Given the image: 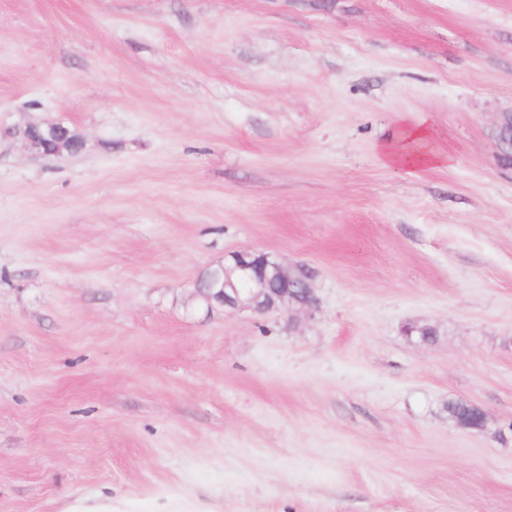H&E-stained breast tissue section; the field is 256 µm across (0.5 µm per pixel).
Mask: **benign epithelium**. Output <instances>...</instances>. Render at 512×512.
<instances>
[{"mask_svg":"<svg viewBox=\"0 0 512 512\" xmlns=\"http://www.w3.org/2000/svg\"><path fill=\"white\" fill-rule=\"evenodd\" d=\"M499 135L495 137L499 165L512 167V113L502 114L494 124ZM67 134L62 124H52L46 130L30 124L22 130L27 145L37 154L57 156L64 149ZM231 264L246 288L229 286L218 273H213L200 293L206 309L216 306L227 309L249 308L257 313L277 311L289 304L308 306L314 303V291L309 279H300L303 269L292 272L285 269L271 254L247 250L231 255Z\"/></svg>","mask_w":512,"mask_h":512,"instance_id":"benign-epithelium-1","label":"benign epithelium"}]
</instances>
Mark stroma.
Returning <instances> with one entry per match:
<instances>
[{
    "instance_id": "35a3bbf8",
    "label": "stroma",
    "mask_w": 512,
    "mask_h": 512,
    "mask_svg": "<svg viewBox=\"0 0 512 512\" xmlns=\"http://www.w3.org/2000/svg\"><path fill=\"white\" fill-rule=\"evenodd\" d=\"M511 111L512 0H0V512H512ZM499 135L495 137L498 153L497 158L501 167H512V113H503L494 124ZM436 134L424 120L404 124L400 137L382 147L385 166L411 173L417 169L446 165L453 162V155L445 148H433ZM41 125L30 124L22 130V137L36 153L45 157L57 156L65 148L63 137L67 134L62 124H51L48 129L40 130ZM233 265L239 279L250 285L252 288H235L224 281L213 268L204 272L199 283L206 281V288L199 292L206 301L207 311L215 306H222L224 309L249 308L257 313H269L280 310L288 304L308 306L314 303V291L309 281V275L303 268L295 271H288L271 254L247 250L239 251L231 255ZM304 272L306 278L301 280L299 274ZM291 284L299 286L301 295L293 300L288 299V292Z\"/></svg>"
}]
</instances>
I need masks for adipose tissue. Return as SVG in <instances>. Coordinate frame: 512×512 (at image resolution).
<instances>
[{"mask_svg": "<svg viewBox=\"0 0 512 512\" xmlns=\"http://www.w3.org/2000/svg\"><path fill=\"white\" fill-rule=\"evenodd\" d=\"M436 134L426 122L419 121L402 127L400 137L382 148L385 166L413 172L420 168L452 163L451 152L435 147Z\"/></svg>", "mask_w": 512, "mask_h": 512, "instance_id": "ef3b65f1", "label": "adipose tissue"}]
</instances>
